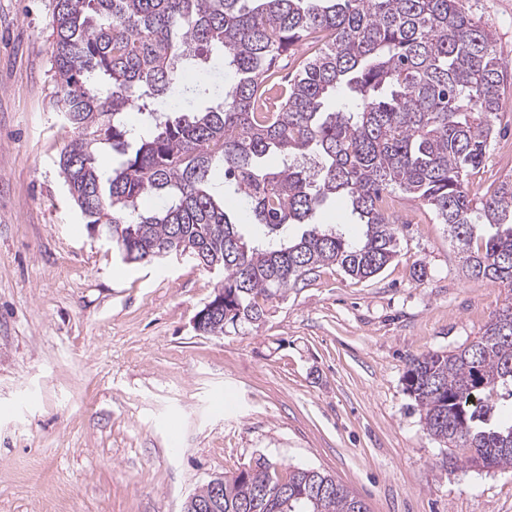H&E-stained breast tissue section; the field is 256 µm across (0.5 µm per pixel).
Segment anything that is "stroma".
<instances>
[{"instance_id":"35a3bbf8","label":"stroma","mask_w":512,"mask_h":512,"mask_svg":"<svg viewBox=\"0 0 512 512\" xmlns=\"http://www.w3.org/2000/svg\"><path fill=\"white\" fill-rule=\"evenodd\" d=\"M468 6L512 66V0ZM51 52L50 0H0V512H181L262 455L369 512H512V469L463 464L406 390L412 357L467 346L512 299L464 274L446 225L405 200L378 276L323 267L264 323L199 335L222 273L125 264L72 199Z\"/></svg>"}]
</instances>
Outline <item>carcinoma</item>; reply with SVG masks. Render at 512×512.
<instances>
[{
  "instance_id": "obj_1",
  "label": "carcinoma",
  "mask_w": 512,
  "mask_h": 512,
  "mask_svg": "<svg viewBox=\"0 0 512 512\" xmlns=\"http://www.w3.org/2000/svg\"><path fill=\"white\" fill-rule=\"evenodd\" d=\"M58 106L72 136L59 158L68 190L123 262L189 250L222 270L224 310L206 336L258 325L267 307L318 269L361 281L397 256L398 226L382 206L400 191L448 225L466 275L512 292V175L486 191L472 176L504 115L512 72L466 0H51ZM294 77L279 62L300 47ZM221 51L229 87L185 80ZM345 91L354 106L332 112ZM145 115L138 130L125 114ZM112 152L109 174L97 155ZM281 158L276 171L265 161ZM312 159L314 170L299 160ZM250 201L266 239L246 240L216 177ZM145 196L165 201L142 211ZM345 198L365 224L345 240L314 221ZM302 228L290 242V225ZM497 228L478 237L480 227ZM480 245L473 246L474 240ZM406 389L426 432L462 447L465 463L512 468V303L482 336L410 360ZM288 510H283V505ZM216 512H369L330 475L261 456L232 478Z\"/></svg>"
}]
</instances>
